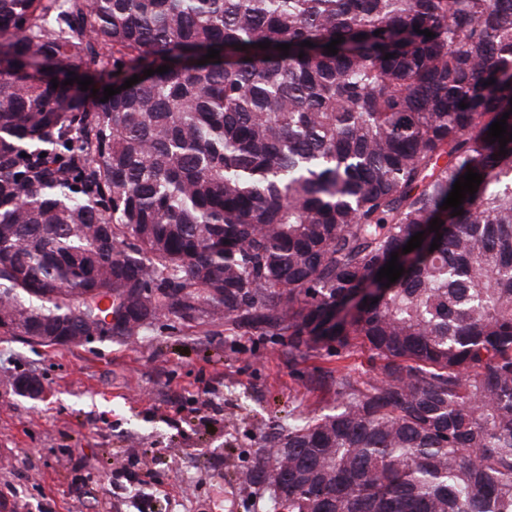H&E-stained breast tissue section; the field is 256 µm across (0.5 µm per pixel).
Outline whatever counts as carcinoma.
I'll return each mask as SVG.
<instances>
[{
	"instance_id": "cac0c4a2",
	"label": "carcinoma",
	"mask_w": 512,
	"mask_h": 512,
	"mask_svg": "<svg viewBox=\"0 0 512 512\" xmlns=\"http://www.w3.org/2000/svg\"><path fill=\"white\" fill-rule=\"evenodd\" d=\"M108 61L140 81L104 102ZM509 110L512 0H0V324L364 347L238 470L248 512H512Z\"/></svg>"
}]
</instances>
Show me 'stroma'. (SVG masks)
I'll list each match as a JSON object with an SVG mask.
<instances>
[{
    "mask_svg": "<svg viewBox=\"0 0 512 512\" xmlns=\"http://www.w3.org/2000/svg\"><path fill=\"white\" fill-rule=\"evenodd\" d=\"M369 354L224 325L155 323L129 342L44 347L0 336V512H244L236 469L292 413L336 402ZM37 373L43 393L11 379Z\"/></svg>",
    "mask_w": 512,
    "mask_h": 512,
    "instance_id": "35a3bbf8",
    "label": "stroma"
}]
</instances>
